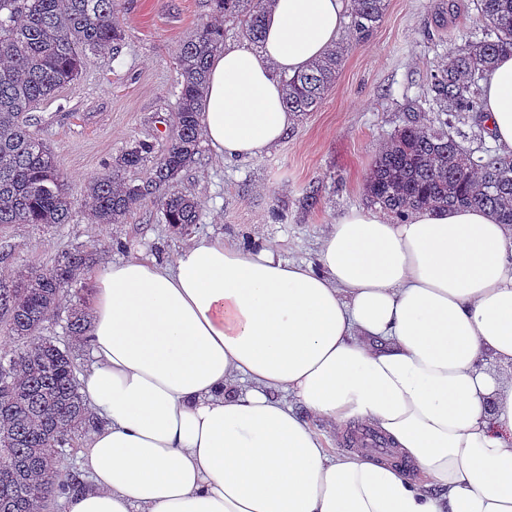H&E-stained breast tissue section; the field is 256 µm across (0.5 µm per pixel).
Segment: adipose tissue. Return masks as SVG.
Returning a JSON list of instances; mask_svg holds the SVG:
<instances>
[{
	"instance_id": "ef3b65f1",
	"label": "adipose tissue",
	"mask_w": 512,
	"mask_h": 512,
	"mask_svg": "<svg viewBox=\"0 0 512 512\" xmlns=\"http://www.w3.org/2000/svg\"><path fill=\"white\" fill-rule=\"evenodd\" d=\"M349 0H272L260 47L216 53L207 144L258 157L295 123L281 75L333 49ZM512 153V55L482 88ZM82 384L101 427L66 512H512V226L475 208H361L317 266L200 237L99 271ZM361 422L405 466L333 454L308 416Z\"/></svg>"
}]
</instances>
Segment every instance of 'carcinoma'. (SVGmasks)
Returning a JSON list of instances; mask_svg holds the SVG:
<instances>
[{"label": "carcinoma", "mask_w": 512, "mask_h": 512, "mask_svg": "<svg viewBox=\"0 0 512 512\" xmlns=\"http://www.w3.org/2000/svg\"><path fill=\"white\" fill-rule=\"evenodd\" d=\"M217 13L179 49L182 74L178 133L167 145L142 140L116 159L115 172L88 182L85 201L100 224H121L133 205L149 200L166 223L188 231L198 223L199 202L173 189L199 153L197 112L209 62L224 42L222 18L239 17L242 34L258 45L268 0H209ZM388 0H353L351 28L364 39L381 21ZM481 36L430 74L428 97L436 106L432 125L415 114L384 142L366 183L369 202L405 217L423 209L475 206L512 225V157L464 144L454 124L482 111L477 96L500 56L512 53V0H474ZM123 39L115 0H0V224H63L73 198L50 148L28 129L33 105L74 83L86 52L117 49ZM344 50L335 49L307 70L283 78L284 102L297 116L321 104L336 80ZM153 161L142 183L118 171ZM93 254L62 253L49 268L0 278V319L21 340L0 352V512H48L57 499L84 486L80 473L62 475L60 448L96 427L79 391L70 350L39 336L66 288L89 266ZM71 335L89 332L88 314H69Z\"/></svg>", "instance_id": "1"}]
</instances>
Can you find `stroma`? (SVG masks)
I'll return each mask as SVG.
<instances>
[{
	"instance_id": "obj_1",
	"label": "stroma",
	"mask_w": 512,
	"mask_h": 512,
	"mask_svg": "<svg viewBox=\"0 0 512 512\" xmlns=\"http://www.w3.org/2000/svg\"><path fill=\"white\" fill-rule=\"evenodd\" d=\"M115 14L123 30L118 53L86 54L77 81L30 112L31 131L52 149L74 199L68 222L0 224L5 276L45 269L62 252L101 244L40 331L70 347L82 372L94 363L92 346L69 335L67 318L72 308L91 307L93 276L112 262L142 256L168 264L192 239L221 236L316 263L332 224L348 209L367 206L366 181L387 135L423 99L438 62L463 47L478 26L473 0H388L382 21L363 42L343 28L338 42L346 54L335 83L278 147L225 160L202 146L176 183L201 205L199 224L181 234L148 202L123 223H96L84 191L91 177L111 173L133 141L164 144L175 137L178 49L212 20V9L208 0H116ZM313 187L317 201L309 205L305 196Z\"/></svg>"
}]
</instances>
